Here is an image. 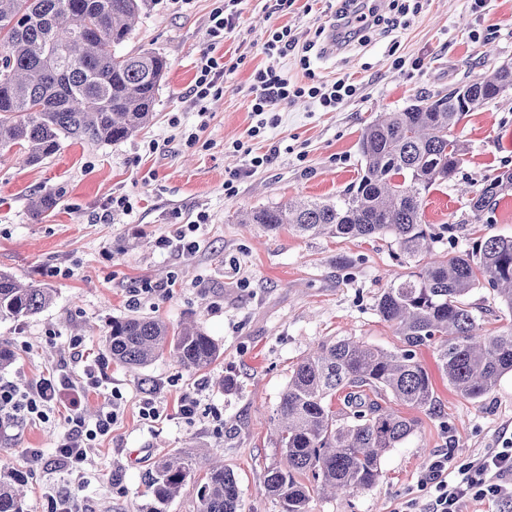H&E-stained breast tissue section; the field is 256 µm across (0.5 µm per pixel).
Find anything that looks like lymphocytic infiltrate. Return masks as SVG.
Instances as JSON below:
<instances>
[{
    "label": "lymphocytic infiltrate",
    "instance_id": "obj_1",
    "mask_svg": "<svg viewBox=\"0 0 512 512\" xmlns=\"http://www.w3.org/2000/svg\"><path fill=\"white\" fill-rule=\"evenodd\" d=\"M336 25V43L345 45L351 35L360 34L383 22L377 8L361 9L358 0H342ZM299 42L297 34L288 28L271 31L263 47L270 63L257 69L250 87L251 111L256 123L249 130L257 136L268 124V116L282 104L306 98L326 112H333L354 101L359 87L353 80L343 77L315 84L292 81L278 61L293 51ZM79 388L69 373L58 378H40L28 390L20 392L7 384H0V424L15 419H48L58 403L68 396H77ZM115 410L101 412L94 423H87L79 407H72L65 419V428L56 443L57 461L62 467L80 470L89 448L112 431ZM422 489L428 490L429 499L419 512H463L471 498H493L512 508V440L503 448L482 458L465 463L452 470L448 459L436 457L426 467L421 479Z\"/></svg>",
    "mask_w": 512,
    "mask_h": 512
}]
</instances>
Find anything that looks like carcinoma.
Returning <instances> with one entry per match:
<instances>
[{
  "label": "carcinoma",
  "mask_w": 512,
  "mask_h": 512,
  "mask_svg": "<svg viewBox=\"0 0 512 512\" xmlns=\"http://www.w3.org/2000/svg\"><path fill=\"white\" fill-rule=\"evenodd\" d=\"M147 0H0V150L19 147L38 164L66 140L112 143L136 133L153 117L168 68L158 53H120ZM433 100L421 96L384 112L362 131L360 180L330 201L295 200L240 214L241 224L275 232L283 225L302 235L393 238L409 272L378 296L376 311L399 337L382 350L352 337L321 344L293 368L275 409V447L281 461L264 487L280 512H307L311 477L336 496L372 487L382 455L401 445L416 422L369 399L366 391L429 410L431 375L416 357L433 346L437 366L462 396L479 399L512 372V320L495 335L481 333L468 296L493 291L512 317V238L491 233L466 253H434L438 236L424 221L425 195L451 179L466 151L455 135L460 117L512 91V69L500 67ZM512 194V169L484 180L467 207L476 221ZM53 289L23 284L0 272V319L36 315ZM112 359L146 366L167 353L178 365L208 368L219 347L198 324L170 328L160 319L112 320L106 336ZM344 393V408L332 398ZM194 458L162 459L146 482L156 506L176 497L195 475ZM23 485L0 484V512H23ZM198 512H241L237 480L211 466L197 487Z\"/></svg>",
  "instance_id": "carcinoma-1"
}]
</instances>
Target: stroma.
I'll use <instances>...</instances> for the list:
<instances>
[{"label": "stroma", "instance_id": "stroma-1", "mask_svg": "<svg viewBox=\"0 0 512 512\" xmlns=\"http://www.w3.org/2000/svg\"><path fill=\"white\" fill-rule=\"evenodd\" d=\"M224 0H149L122 52L149 50L168 62L151 124L110 144L68 142L38 165L0 153V269L20 281L53 289L41 313L0 319V342L14 362L0 381L25 390L34 381L69 371L83 382L85 365L102 361L97 388L82 392L80 408L94 420L107 407L118 417L110 436L97 441L80 475L58 464L54 441L64 419L15 421L0 430V482L23 475L25 512H46L49 499L72 490L88 512H129L132 503L152 507L144 477L165 455L198 448L234 472L243 512H280L264 491L268 469L281 456L270 418L294 365L319 344L353 337L391 350L398 338L381 320L375 301L406 271L390 237H307L288 229L271 233L238 223L239 212L288 199L332 201L359 175L357 143L380 113L404 108L493 68L512 64V0H422L418 15L390 34H370L335 54L312 56L316 79L350 77L361 96L325 112L300 99L278 107L276 123L250 136L256 120L250 86L268 59L263 45L272 29L292 28L301 44L325 46L335 0H296L275 10L272 0H241L235 30L212 39L209 16ZM224 60L218 94L199 114L192 93L196 64L204 52ZM406 58L397 69L395 58ZM420 67H413V59ZM467 147L447 183L425 198L433 229L451 225L435 245L440 254L470 249L480 227L468 223L466 190L486 176L512 169V91L474 112L455 129ZM269 155L267 165L248 170L249 154ZM239 174L237 192L224 182ZM53 205L33 216L32 197ZM126 196L131 211H109L113 197ZM205 213L194 231L191 254L162 248L182 226ZM167 283L166 293L148 292ZM159 316L170 325L193 320L220 347L207 370L183 368L163 355L143 367L110 360L104 338L113 319ZM80 339L82 361L70 360L68 345ZM417 357L432 374L434 410L402 407L417 422L414 433L381 459V477L369 489L328 497L310 492L308 512H403L409 500L426 501L418 482L435 455L447 454L456 468L512 434V374L480 399L460 396L437 370L433 348ZM236 389L225 391V377ZM196 400L192 417L179 413L181 398ZM152 396L156 414L141 403ZM43 459L28 464L29 449Z\"/></svg>", "mask_w": 512, "mask_h": 512}]
</instances>
